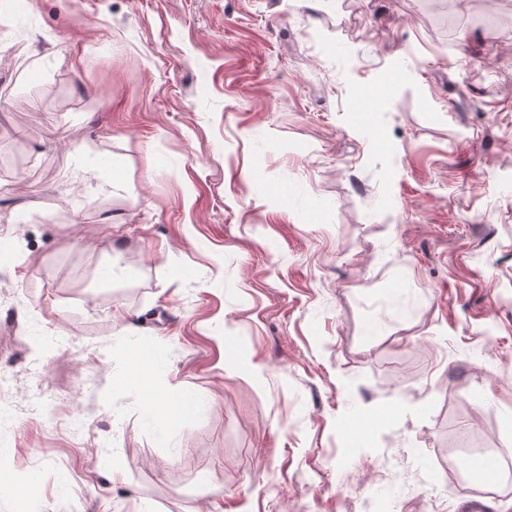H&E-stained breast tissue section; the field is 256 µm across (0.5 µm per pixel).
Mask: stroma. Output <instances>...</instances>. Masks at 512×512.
I'll use <instances>...</instances> for the list:
<instances>
[{
  "instance_id": "stroma-1",
  "label": "stroma",
  "mask_w": 512,
  "mask_h": 512,
  "mask_svg": "<svg viewBox=\"0 0 512 512\" xmlns=\"http://www.w3.org/2000/svg\"><path fill=\"white\" fill-rule=\"evenodd\" d=\"M1 234L0 512H512V0H0ZM471 465L476 467H469L474 480L479 483H485L488 480L486 476L493 478L497 475L501 465V458L495 455L478 456L471 460ZM479 469L482 470L486 476Z\"/></svg>"
}]
</instances>
